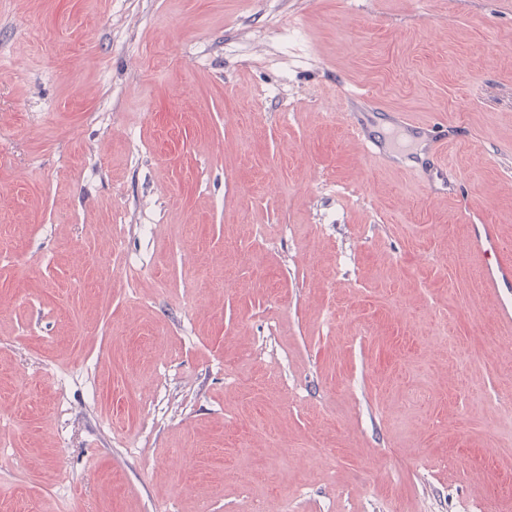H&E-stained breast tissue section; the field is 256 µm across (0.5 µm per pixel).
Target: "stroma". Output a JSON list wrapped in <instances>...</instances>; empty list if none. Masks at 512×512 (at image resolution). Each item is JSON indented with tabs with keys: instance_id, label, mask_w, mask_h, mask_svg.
I'll use <instances>...</instances> for the list:
<instances>
[{
	"instance_id": "35a3bbf8",
	"label": "stroma",
	"mask_w": 512,
	"mask_h": 512,
	"mask_svg": "<svg viewBox=\"0 0 512 512\" xmlns=\"http://www.w3.org/2000/svg\"><path fill=\"white\" fill-rule=\"evenodd\" d=\"M499 253L512 0H0V512H512Z\"/></svg>"
}]
</instances>
